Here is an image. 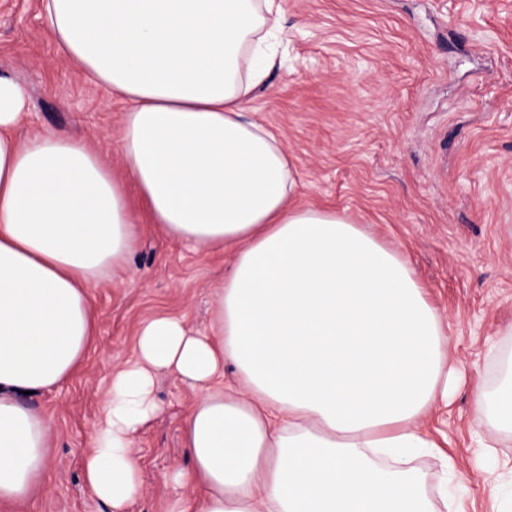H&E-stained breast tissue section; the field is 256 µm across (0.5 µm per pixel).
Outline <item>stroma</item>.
<instances>
[{
    "label": "stroma",
    "instance_id": "stroma-1",
    "mask_svg": "<svg viewBox=\"0 0 512 512\" xmlns=\"http://www.w3.org/2000/svg\"><path fill=\"white\" fill-rule=\"evenodd\" d=\"M285 61L254 92L253 119L296 164L298 205L346 211L401 252L448 323L460 381L416 453L432 499L450 512H512V437L478 446L472 394L494 388L512 355V0H281ZM44 0H0V71L28 93L29 124L62 128L119 168L124 106L60 55ZM133 286L91 285L97 336L74 377L31 397L52 421L36 494L0 512H112L83 480L90 433L113 372L134 359L141 326L180 318L208 333L232 252L163 237L140 199ZM198 391L158 373L159 407L134 435L141 482L126 512H188L184 420ZM452 468H445V461Z\"/></svg>",
    "mask_w": 512,
    "mask_h": 512
}]
</instances>
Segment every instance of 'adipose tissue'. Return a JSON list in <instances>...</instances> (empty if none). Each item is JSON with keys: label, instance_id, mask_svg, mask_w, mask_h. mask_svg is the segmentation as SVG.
Instances as JSON below:
<instances>
[{"label": "adipose tissue", "instance_id": "adipose-tissue-1", "mask_svg": "<svg viewBox=\"0 0 512 512\" xmlns=\"http://www.w3.org/2000/svg\"><path fill=\"white\" fill-rule=\"evenodd\" d=\"M65 59L126 105L120 170L62 129L18 131L0 73V503L35 493L51 424L26 392L68 381L94 337L88 288L129 270L135 186L166 238L231 247L209 334L158 316L112 375L83 478L114 512L140 483L131 437L153 374L200 391L185 431L198 512H440L410 449L448 401V325L408 261L347 212L293 205L296 167L250 116L285 30L276 0H46ZM235 381L224 378L226 366ZM474 421L512 434V363Z\"/></svg>", "mask_w": 512, "mask_h": 512}]
</instances>
